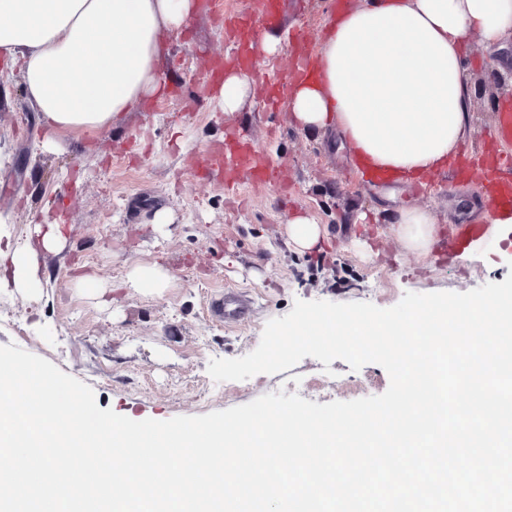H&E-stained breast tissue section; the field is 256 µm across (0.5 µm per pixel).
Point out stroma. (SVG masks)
Returning a JSON list of instances; mask_svg holds the SVG:
<instances>
[{"mask_svg":"<svg viewBox=\"0 0 512 512\" xmlns=\"http://www.w3.org/2000/svg\"><path fill=\"white\" fill-rule=\"evenodd\" d=\"M331 2L282 0V31L299 30L316 44ZM232 47L211 0H202L170 44L164 73L173 93L133 107L110 129L61 135L53 151L40 148L47 130L20 70L0 62V221L16 242L57 223L64 242L40 256L41 290L0 291V346L48 360L90 386L100 409L136 421L244 405L295 379L317 382L328 367L338 383L333 400L380 395L390 379L377 364L354 371L340 359L327 367L307 357L277 374L224 382L207 366L254 351L267 322L298 300L390 308L408 292L463 293L512 272V236L499 251L454 261L406 252L392 228V215L411 207L428 208L445 233L478 223L486 207L478 182L375 184L355 172L349 148L301 129L286 106L251 98L228 115L214 101L198 102L211 57ZM234 127L247 128L278 168L279 189L246 185L231 200L220 175L196 177L208 148ZM161 211L167 223L157 222ZM296 213L322 226L316 250L289 245L285 226ZM154 263L168 272L166 288L126 287L133 265ZM87 274L94 284L84 282ZM228 288L253 305L235 328L208 311L209 299Z\"/></svg>","mask_w":512,"mask_h":512,"instance_id":"stroma-1","label":"stroma"}]
</instances>
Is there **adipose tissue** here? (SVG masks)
Masks as SVG:
<instances>
[{"label": "adipose tissue", "mask_w": 512, "mask_h": 512, "mask_svg": "<svg viewBox=\"0 0 512 512\" xmlns=\"http://www.w3.org/2000/svg\"><path fill=\"white\" fill-rule=\"evenodd\" d=\"M197 0H0V58L20 67L27 98L52 136L103 130L162 96V63ZM512 32V0H362L318 38L316 82L288 91L293 122L333 130L366 171L403 183L447 167L468 139L471 94L465 52ZM406 249L434 254L438 227L421 208L394 218ZM0 228V284L39 288V256L58 247L57 227L26 244Z\"/></svg>", "instance_id": "1"}]
</instances>
